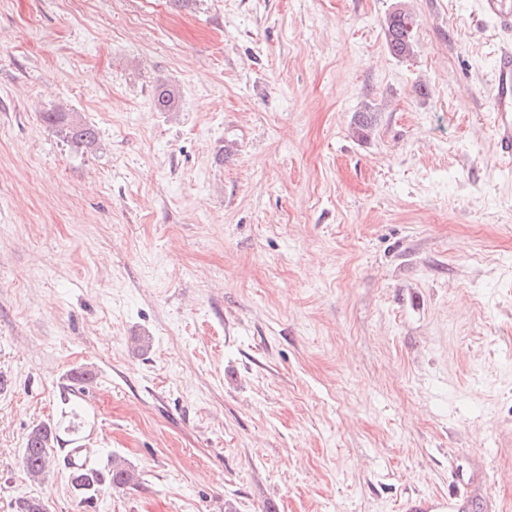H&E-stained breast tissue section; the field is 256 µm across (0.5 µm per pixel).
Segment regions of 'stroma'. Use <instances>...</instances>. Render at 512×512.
<instances>
[{
    "mask_svg": "<svg viewBox=\"0 0 512 512\" xmlns=\"http://www.w3.org/2000/svg\"><path fill=\"white\" fill-rule=\"evenodd\" d=\"M500 40L477 0H0V512H512ZM75 415L136 485L25 477ZM415 21L400 4L384 21L385 39L388 51L396 58L407 59L414 55ZM41 119L64 140L78 148L92 149L98 142L97 128L82 120L74 112L53 109L49 112H42ZM58 443L56 429L51 425H41L28 434L21 463L29 478L39 479L49 471L55 458L53 448Z\"/></svg>",
    "mask_w": 512,
    "mask_h": 512,
    "instance_id": "stroma-1",
    "label": "stroma"
}]
</instances>
